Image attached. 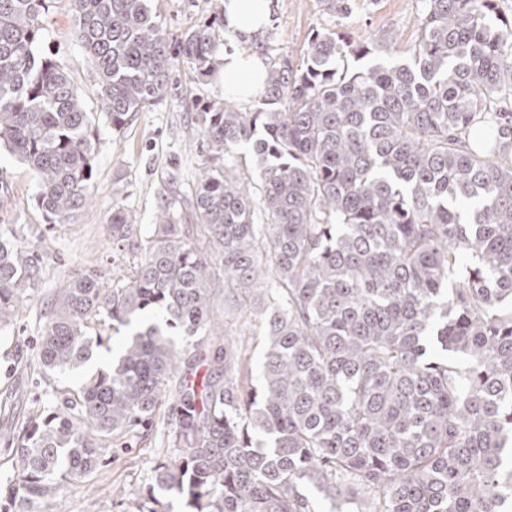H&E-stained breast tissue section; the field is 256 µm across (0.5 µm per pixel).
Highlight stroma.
<instances>
[{"instance_id": "obj_1", "label": "stroma", "mask_w": 512, "mask_h": 512, "mask_svg": "<svg viewBox=\"0 0 512 512\" xmlns=\"http://www.w3.org/2000/svg\"><path fill=\"white\" fill-rule=\"evenodd\" d=\"M42 18V49L70 74L86 111L96 116L98 143L91 206L71 222L50 221L36 205L37 180L31 170L7 151H0V238L20 244L37 231L44 276L27 311L16 325L0 331V486L16 478L12 440L32 416L60 405L61 393L76 385L78 373L43 375L38 366L40 313L54 288L80 270L93 267L105 278L121 277L140 257L139 245L150 235L158 208L157 189L177 178L190 190L202 172L201 137L191 127L197 104L224 98L221 75L197 84L181 56L170 65L168 92L158 103L134 113L122 131L109 128L100 116L101 104L92 64L77 38L71 0H48ZM171 43L210 15L213 0H148ZM269 25L257 42L243 44L250 52L263 43L266 65L282 60L300 64L311 34L336 28L355 41L378 39L391 29L397 35L385 57L402 59L420 33L421 0H358L355 10L337 18L322 9L320 0H271ZM121 202L132 218L133 232L123 247L112 242V205ZM224 331L238 343L243 378L256 380L264 352V322L257 309H238L224 316ZM164 428L154 424L132 447L109 448L98 469L79 488L63 489L47 512H128L129 503L147 484L153 467L169 455L162 444Z\"/></svg>"}]
</instances>
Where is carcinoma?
<instances>
[{"instance_id": "carcinoma-1", "label": "carcinoma", "mask_w": 512, "mask_h": 512, "mask_svg": "<svg viewBox=\"0 0 512 512\" xmlns=\"http://www.w3.org/2000/svg\"><path fill=\"white\" fill-rule=\"evenodd\" d=\"M343 18L355 0H321ZM103 116L121 130L167 93L171 45L147 0H71ZM47 0H0V147L38 181L37 205L70 221L93 191L97 130L65 69L40 51ZM224 6L178 54L205 82L224 50ZM314 32L302 65L269 68L259 106L194 117L203 175L170 179L131 272L90 267L59 289L40 333L43 373L82 377L12 449V512L76 488L113 438L166 410L174 456L129 512H512V22L493 0H424L400 61ZM251 149L240 168L235 147ZM121 204L112 238H129ZM42 255L0 240V330L42 278ZM261 305L258 385L240 383L213 298ZM313 489V499L301 488Z\"/></svg>"}]
</instances>
